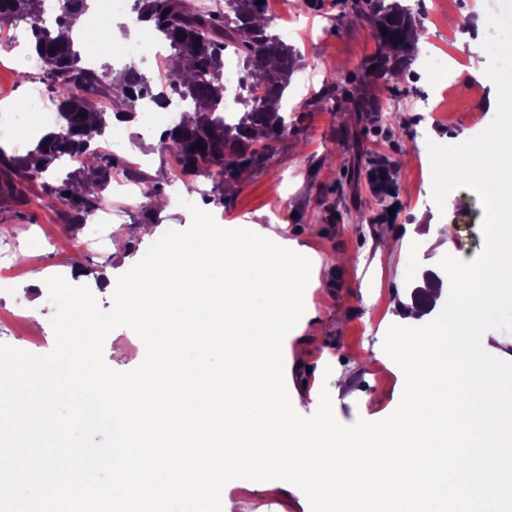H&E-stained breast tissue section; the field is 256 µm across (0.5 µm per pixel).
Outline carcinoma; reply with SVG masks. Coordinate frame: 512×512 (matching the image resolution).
Instances as JSON below:
<instances>
[{
  "mask_svg": "<svg viewBox=\"0 0 512 512\" xmlns=\"http://www.w3.org/2000/svg\"><path fill=\"white\" fill-rule=\"evenodd\" d=\"M43 0H0V25L33 21L41 16L36 4ZM59 18L55 28L32 30L34 50L41 60L40 80L57 98V126L24 154L0 145V195L19 199L28 186L38 183L44 193L58 198L67 209V223H85L100 208L103 192L112 180L111 156L99 150L96 141L110 124L111 116L129 119L130 112L107 111V105H133L152 95L154 87L135 69L123 73V84L115 86L109 68H85L69 37L87 0H58ZM138 20L151 24L169 45L166 74L180 93L193 104L195 118L183 119L165 131L161 149L174 156L183 175L204 173L224 186L248 170L264 167L273 157L274 145L297 130L301 118L269 108L280 102L295 71L298 53L271 30L257 0H224L226 9L209 6L189 8L187 0H136ZM353 17L367 22L377 39V53L367 71L380 78H394L404 72L415 56L412 37L417 18L400 0H337ZM386 33H381V29ZM232 46L240 57L245 79L262 94L243 102L245 110L229 122L224 118V47ZM344 102L349 111L369 123L382 121L380 101L359 91L335 84L326 85L316 101ZM85 116H80V113ZM201 142L200 151L196 143ZM88 155L93 163L68 173L57 184L45 175L64 159ZM392 165L369 176L372 193L383 201L392 195Z\"/></svg>",
  "mask_w": 512,
  "mask_h": 512,
  "instance_id": "obj_1",
  "label": "carcinoma"
}]
</instances>
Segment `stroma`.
Here are the masks:
<instances>
[{"label":"stroma","mask_w":512,"mask_h":512,"mask_svg":"<svg viewBox=\"0 0 512 512\" xmlns=\"http://www.w3.org/2000/svg\"><path fill=\"white\" fill-rule=\"evenodd\" d=\"M430 22L428 48L447 50L453 60L448 69V108L435 113L433 125L421 120L420 101L432 90L426 77L412 70L384 81L369 75L366 66L377 42L372 27L364 22L339 23L335 0H317L314 9L299 8L295 0H283V17L273 27L286 26L299 61L282 100V109H304L297 133L279 142L273 158L248 178L219 192L204 176L181 175L175 160L159 148L160 136L151 132L154 115L136 112L133 121H113L108 137L121 177L131 162L143 160L141 172L149 187L166 202L156 208L142 202L129 187L110 185L108 201L126 204L117 218L119 233L113 250L95 242V228L85 223L75 229L63 223V205L33 187L26 203L0 202V226L11 232L14 252L24 251L30 235L57 237V244L40 253L37 269L26 262L16 268H0V344L43 355L55 344L50 318L55 311L46 281L62 270L72 285L88 287L102 309H110L117 278L136 264L148 247L167 230H185L192 223L190 206L211 214L230 211L232 228L254 222L283 225L288 238L297 240L321 256V286L311 301L328 324L317 336L301 335L291 341L302 359L291 362L293 388L302 416L313 413L312 397L326 384L325 370L343 373L347 388L335 397L336 418L346 426L358 420L385 419L398 407L405 381L383 349L392 315L408 300L419 275L438 267L441 258L433 239L442 222L456 230L448 240L462 260L470 261L483 249L482 207L467 187L449 193L444 207L432 199L433 174L429 142L457 145L479 133L477 116H495L490 106L497 88L486 75L489 56L481 43L488 28L475 24L481 10L475 0H424ZM99 23L111 27L112 41L87 38L82 59L96 65L133 66L127 56L131 40H152L156 49L169 46L153 39L150 29H127L122 18L101 14ZM40 69L18 58H0V109L52 112L50 94L31 98L39 87ZM357 79L358 85L391 106L390 128L370 123L342 124L333 107L314 103L324 84ZM389 160L395 166L398 194L382 202L370 192L367 172L375 162ZM358 168L357 182H349L346 169ZM224 204H216L217 196ZM150 222L148 235L127 239L128 227ZM232 496L243 500L247 512H312L309 500L285 492H258L234 486Z\"/></svg>","instance_id":"obj_1"}]
</instances>
